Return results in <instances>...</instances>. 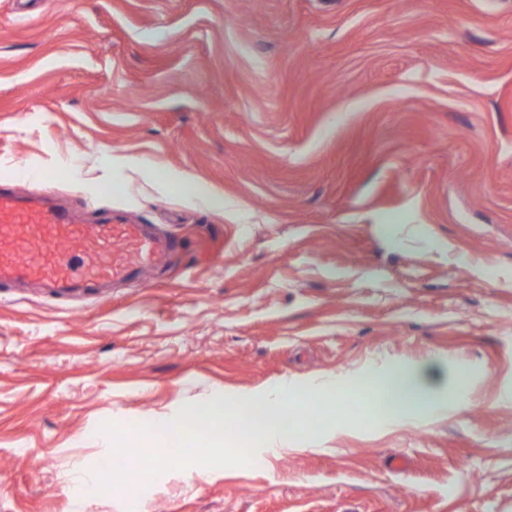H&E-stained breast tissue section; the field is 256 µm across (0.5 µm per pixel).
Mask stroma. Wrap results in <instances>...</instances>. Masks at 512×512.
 <instances>
[{
    "label": "stroma",
    "mask_w": 512,
    "mask_h": 512,
    "mask_svg": "<svg viewBox=\"0 0 512 512\" xmlns=\"http://www.w3.org/2000/svg\"><path fill=\"white\" fill-rule=\"evenodd\" d=\"M0 188L174 243L0 285V512H74L101 423L324 374L310 439L84 512H512V0H0ZM393 366L468 387L366 429Z\"/></svg>",
    "instance_id": "35a3bbf8"
}]
</instances>
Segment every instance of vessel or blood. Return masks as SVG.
<instances>
[{
  "mask_svg": "<svg viewBox=\"0 0 512 512\" xmlns=\"http://www.w3.org/2000/svg\"><path fill=\"white\" fill-rule=\"evenodd\" d=\"M164 240L140 224H78L41 195L0 189V282L63 289L109 282L157 263Z\"/></svg>",
  "mask_w": 512,
  "mask_h": 512,
  "instance_id": "vessel-or-blood-1",
  "label": "vessel or blood"
}]
</instances>
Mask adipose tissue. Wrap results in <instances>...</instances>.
<instances>
[{"label": "adipose tissue", "mask_w": 512, "mask_h": 512, "mask_svg": "<svg viewBox=\"0 0 512 512\" xmlns=\"http://www.w3.org/2000/svg\"><path fill=\"white\" fill-rule=\"evenodd\" d=\"M369 407L367 417L373 424L383 427L398 419L397 411L410 407L430 417L446 414L451 402L445 397H426L413 385L408 371L394 368L372 379L363 388Z\"/></svg>", "instance_id": "obj_1"}]
</instances>
